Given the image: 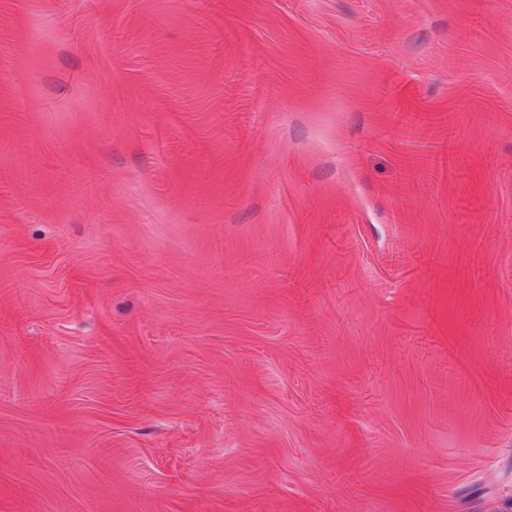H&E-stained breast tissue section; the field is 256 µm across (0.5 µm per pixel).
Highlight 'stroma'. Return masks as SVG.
I'll return each instance as SVG.
<instances>
[{"mask_svg": "<svg viewBox=\"0 0 512 512\" xmlns=\"http://www.w3.org/2000/svg\"><path fill=\"white\" fill-rule=\"evenodd\" d=\"M0 512H512V0H0Z\"/></svg>", "mask_w": 512, "mask_h": 512, "instance_id": "obj_1", "label": "stroma"}]
</instances>
